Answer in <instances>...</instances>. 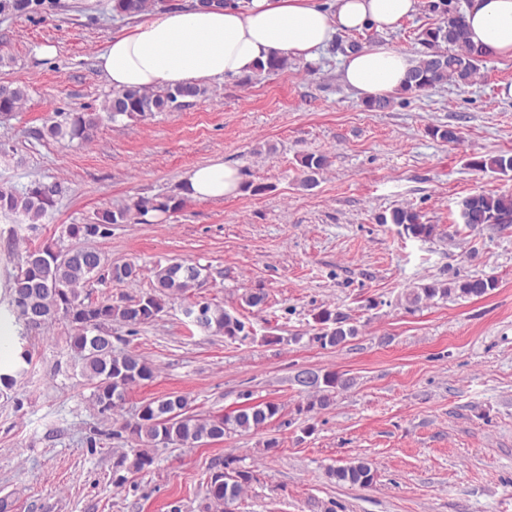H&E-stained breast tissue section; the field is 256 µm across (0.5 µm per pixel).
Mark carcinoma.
Wrapping results in <instances>:
<instances>
[{
	"mask_svg": "<svg viewBox=\"0 0 512 512\" xmlns=\"http://www.w3.org/2000/svg\"><path fill=\"white\" fill-rule=\"evenodd\" d=\"M157 0H113L112 10L123 16H138L151 10ZM429 10L442 14V20L423 29L419 35L423 47L415 66L410 71L402 93L424 94L448 82L458 86L469 85L486 59L487 51L476 48L468 39L463 13L448 12V0H431ZM204 94L199 87L172 89H122L105 99L99 112H60L61 120L48 127L51 137L69 142L77 139L88 142L98 125L107 118L115 121L145 117L155 112H167L186 105V99ZM25 99L20 88L0 87V118H7L17 111ZM304 177L302 186L317 184V176L329 165L326 155H309L301 160ZM473 166L493 173H512V155L500 153L473 161ZM57 189L53 185L35 183L23 190L0 188V212L22 217L32 226L42 223L54 205ZM183 201L174 197L140 198L132 207L117 211L104 210L91 224H69L67 236L79 245L65 252V258L53 255L50 244L30 248L22 256L18 270L8 281L3 301L8 311L21 326L23 337L36 334L48 325L64 321L70 326L69 347L80 364L81 375L94 385L93 406L99 414L112 416L125 400L128 389L136 384L149 382L155 377L151 363L134 352L117 353L112 346L108 328L112 322L139 326L156 321L164 311L166 299L182 296L201 285L206 277L205 268L174 262L155 272L154 289L129 302L87 303L81 298L80 288L102 278L104 258L96 248L86 245L93 239L112 235V225L128 220L130 211L142 217L150 212L166 213L181 208ZM461 218L466 225L512 224V195L476 193L461 203ZM380 224H395L412 238L429 239L435 227L421 221L413 208L398 206L387 214L378 216ZM107 275L117 283L133 282L139 271L131 263L116 264L108 268ZM496 288L490 276H474L448 284H426L409 289L406 303L416 306L436 297H482ZM202 307L203 319L198 327L220 334L230 341L249 337L246 323L219 305L207 302L193 303L192 308ZM324 325L312 340L323 347L345 345L357 335L348 316L329 309L317 315ZM352 381L335 371L313 373L304 384L308 391L306 404L298 406L299 412L311 413L330 407L336 394L351 386ZM279 413L274 403L249 405L230 414L200 415L190 412V402L183 395L169 394L143 404L135 422H126L121 431L128 433L135 447L113 456V472L143 471L154 462L153 448L175 446L192 448L224 439L229 432L251 433L267 427ZM234 459H224V467L211 476L208 499L217 505L233 503L254 476L247 470L232 467ZM328 476L344 484L369 486L374 480L371 464L359 458L332 467Z\"/></svg>",
	"mask_w": 512,
	"mask_h": 512,
	"instance_id": "obj_1",
	"label": "carcinoma"
}]
</instances>
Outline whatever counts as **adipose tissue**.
<instances>
[{
	"instance_id": "adipose-tissue-1",
	"label": "adipose tissue",
	"mask_w": 512,
	"mask_h": 512,
	"mask_svg": "<svg viewBox=\"0 0 512 512\" xmlns=\"http://www.w3.org/2000/svg\"><path fill=\"white\" fill-rule=\"evenodd\" d=\"M421 0H243L225 8L174 9L113 36L97 65L114 89L201 85L254 70L275 55L317 59L337 32L397 28ZM471 42L494 57H512V0H471L465 13ZM412 58L388 46L348 53L341 78L370 101L400 90ZM234 167L212 161L185 176L187 196L217 200L239 193Z\"/></svg>"
}]
</instances>
